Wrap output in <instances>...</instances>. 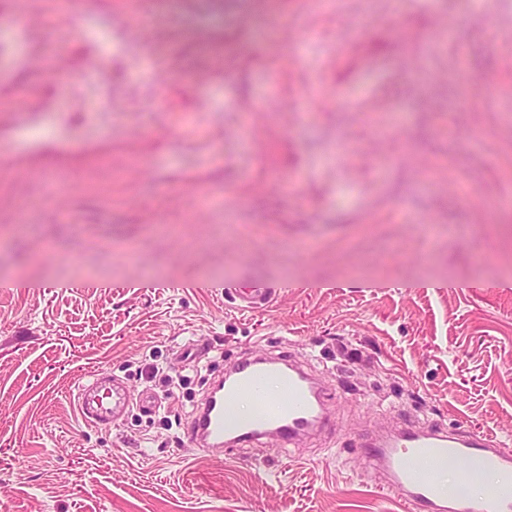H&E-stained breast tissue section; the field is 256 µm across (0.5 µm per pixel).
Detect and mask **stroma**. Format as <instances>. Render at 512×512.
Instances as JSON below:
<instances>
[{"mask_svg": "<svg viewBox=\"0 0 512 512\" xmlns=\"http://www.w3.org/2000/svg\"><path fill=\"white\" fill-rule=\"evenodd\" d=\"M233 17L0 0V512H409L361 467L380 423L512 449V0ZM215 24L213 70L187 31ZM255 351L316 368L325 434L218 460L161 408L76 417L92 370L163 366L185 417ZM234 288V298L239 300L243 309H259L272 304L276 298L277 289L263 282L251 281L242 286H228Z\"/></svg>", "mask_w": 512, "mask_h": 512, "instance_id": "35a3bbf8", "label": "stroma"}]
</instances>
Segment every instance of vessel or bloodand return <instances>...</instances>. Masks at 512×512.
Instances as JSON below:
<instances>
[{"mask_svg":"<svg viewBox=\"0 0 512 512\" xmlns=\"http://www.w3.org/2000/svg\"><path fill=\"white\" fill-rule=\"evenodd\" d=\"M241 308L272 304L276 290L251 281L235 287ZM249 400L250 413L237 405ZM82 421L109 425L137 408L154 411L155 395L100 373L80 383L74 396ZM330 420L317 375L293 356L257 352L214 379L192 411L187 431L194 445L223 457L225 449L278 442L289 446L321 432ZM362 465L379 488L396 493L411 512H512V450L480 431L458 434L438 425L399 422L368 435Z\"/></svg>","mask_w":512,"mask_h":512,"instance_id":"obj_1","label":"vessel or blood"}]
</instances>
